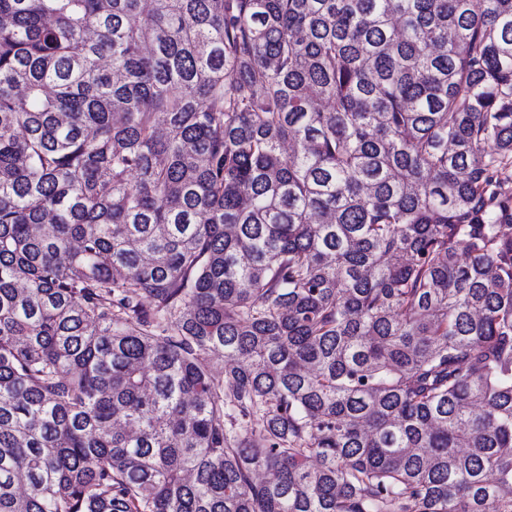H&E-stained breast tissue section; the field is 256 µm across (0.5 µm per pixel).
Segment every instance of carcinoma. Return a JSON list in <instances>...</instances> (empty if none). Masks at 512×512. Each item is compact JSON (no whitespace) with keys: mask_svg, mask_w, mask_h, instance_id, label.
<instances>
[{"mask_svg":"<svg viewBox=\"0 0 512 512\" xmlns=\"http://www.w3.org/2000/svg\"><path fill=\"white\" fill-rule=\"evenodd\" d=\"M511 183L512 0H0V512H512Z\"/></svg>","mask_w":512,"mask_h":512,"instance_id":"1","label":"carcinoma"}]
</instances>
